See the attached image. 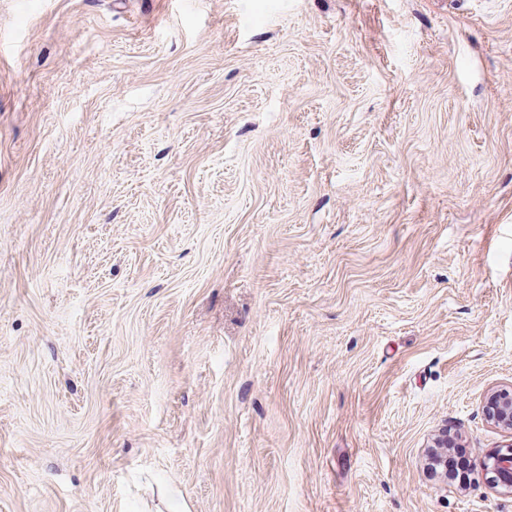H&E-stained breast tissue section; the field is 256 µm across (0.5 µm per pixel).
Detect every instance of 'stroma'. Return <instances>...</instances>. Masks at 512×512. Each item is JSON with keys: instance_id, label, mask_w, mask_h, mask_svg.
Returning <instances> with one entry per match:
<instances>
[{"instance_id": "35a3bbf8", "label": "stroma", "mask_w": 512, "mask_h": 512, "mask_svg": "<svg viewBox=\"0 0 512 512\" xmlns=\"http://www.w3.org/2000/svg\"><path fill=\"white\" fill-rule=\"evenodd\" d=\"M512 0H0V512H512ZM487 419L512 430V386L491 393L485 405ZM512 444L492 452L482 463L488 482L502 492L512 493Z\"/></svg>"}]
</instances>
